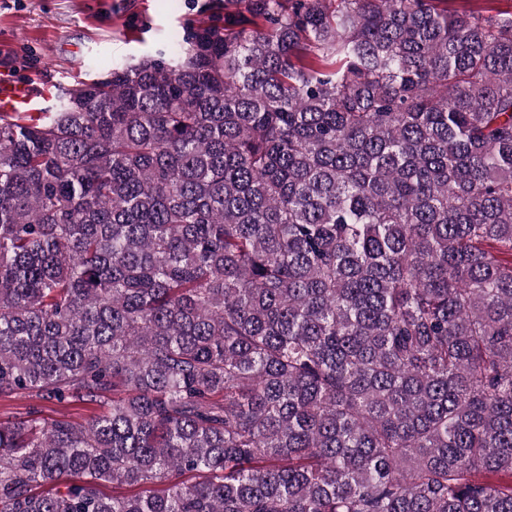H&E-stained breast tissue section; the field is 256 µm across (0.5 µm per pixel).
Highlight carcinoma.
I'll use <instances>...</instances> for the list:
<instances>
[{
    "label": "carcinoma",
    "mask_w": 512,
    "mask_h": 512,
    "mask_svg": "<svg viewBox=\"0 0 512 512\" xmlns=\"http://www.w3.org/2000/svg\"><path fill=\"white\" fill-rule=\"evenodd\" d=\"M16 394L109 408L0 422V512H512V12L224 0L0 112Z\"/></svg>",
    "instance_id": "cac0c4a2"
}]
</instances>
